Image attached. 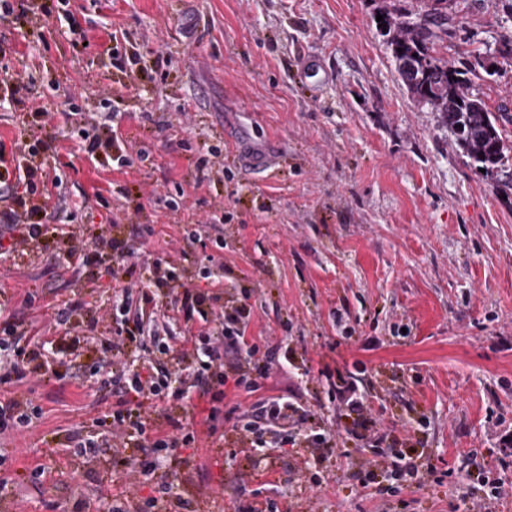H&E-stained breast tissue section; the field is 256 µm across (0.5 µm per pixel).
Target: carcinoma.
<instances>
[{"instance_id":"carcinoma-1","label":"carcinoma","mask_w":512,"mask_h":512,"mask_svg":"<svg viewBox=\"0 0 512 512\" xmlns=\"http://www.w3.org/2000/svg\"><path fill=\"white\" fill-rule=\"evenodd\" d=\"M381 24L395 68L411 95L437 113L463 156L511 191L512 178L505 180L501 175L512 147L506 144L499 117L482 98L465 92L469 70L437 57L430 48L434 30L448 28V13L436 8L415 18L386 13Z\"/></svg>"}]
</instances>
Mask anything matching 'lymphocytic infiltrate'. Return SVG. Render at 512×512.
Listing matches in <instances>:
<instances>
[{
	"label": "lymphocytic infiltrate",
	"mask_w": 512,
	"mask_h": 512,
	"mask_svg": "<svg viewBox=\"0 0 512 512\" xmlns=\"http://www.w3.org/2000/svg\"><path fill=\"white\" fill-rule=\"evenodd\" d=\"M15 171L14 179L0 182V243L12 240L23 254L34 256L43 246L38 220L43 207L31 203L30 196L46 173L32 150L20 153ZM149 233L142 226L119 240L94 233L84 224L61 227V236L72 251L96 256L110 253L113 279L134 277L130 286L113 289L103 301V315L82 317V303L72 298L55 310L45 327L54 334L56 345L73 356L71 376L77 380L84 374L79 361L81 343L98 341L103 355L96 370L101 388L127 396L124 408L96 418L97 433H75L69 443L72 456L95 465L104 482L121 478L132 482L152 475L164 463L168 449L199 439L194 424L171 417V410L185 409L196 395L222 402L230 383L258 395L249 409L235 416L232 425L242 452L290 444L302 448L315 464H322L335 441L332 433L321 428L315 412L303 406L293 391L268 397L258 394L263 380L282 365L262 353L258 340L247 338L253 307L247 298L225 293L223 265H208L186 254L179 269L157 260L131 272L126 262ZM198 278L209 280L210 290L195 288ZM107 315L112 318V334L105 337L101 325ZM180 324L186 326L187 335L174 333V326ZM133 349L149 354L145 370L128 366L125 355ZM48 354L46 341L30 335L24 322L6 323L0 329V383L45 376ZM329 399L355 413L350 434L364 441L372 454L361 468L349 469L350 478L381 475L384 484L378 493L382 496H399L408 485L417 492L427 490L433 466L416 462L409 439L398 437L393 428L381 423L361 392L358 378L342 379L340 386L330 390ZM504 486L488 468L474 479L460 477L454 492L464 502L474 490H482L480 512H495ZM208 506L206 498L187 497L173 492L171 486L159 485L154 496L146 499L130 494L112 498L108 512H209Z\"/></svg>",
	"instance_id": "lymphocytic-infiltrate-1"
}]
</instances>
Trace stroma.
I'll return each instance as SVG.
<instances>
[{"label": "stroma", "instance_id": "35a3bbf8", "mask_svg": "<svg viewBox=\"0 0 512 512\" xmlns=\"http://www.w3.org/2000/svg\"><path fill=\"white\" fill-rule=\"evenodd\" d=\"M49 17L22 30L0 22V75L17 74L24 98L42 101L28 141L59 176L68 199L101 195L77 221L107 235L129 225L153 230L142 253L152 261L188 248L224 261V282L252 291L248 335L288 357L268 379L276 391L297 389L326 424L353 419L330 403L325 373L364 370L385 424L420 426L418 452L438 473L477 449V466L501 457V422L512 424V197H503L457 149L430 107L413 101L400 80L381 26L383 11L419 13L434 0H34ZM119 41H112V33ZM512 37V0H448V29L434 41L438 56L471 69L470 93L508 113L512 141V76L484 67H512L501 56ZM320 56L322 72L303 76V48ZM138 53L141 74L127 82L113 53ZM194 111L183 112L184 103ZM80 115L63 120L65 104ZM124 116L117 134L145 145L148 167L120 168L89 157L81 134L85 114L104 122ZM152 121H144V113ZM251 139L274 137L280 155L261 173L243 174L225 130ZM222 171L196 183L208 146ZM183 189L171 212L160 193ZM126 220L113 224L115 196ZM229 212L224 241L202 233L184 244L185 226ZM65 217L47 204L45 247L36 257L0 255V309L24 320L49 319L73 295L97 305L112 277L94 258L73 257L54 236ZM31 308H22L26 293ZM344 323H337V315ZM353 338H346L347 329ZM69 355L57 353L55 376L29 379L41 408L29 431L0 437V488L6 512H69L84 496L87 512H106L95 467H79L65 444L79 425L117 409L99 401L95 377L61 383ZM171 467L156 480L192 493L197 462H206L218 496L213 512H253L265 499L289 512L297 479L321 475L309 494L313 512H379L380 496L346 475L366 458L353 440L338 446L320 470L305 469L297 449L260 456L197 447L172 449ZM155 482L139 484L152 495ZM397 512H458L447 482L429 495L404 490Z\"/></svg>", "mask_w": 512, "mask_h": 512}]
</instances>
